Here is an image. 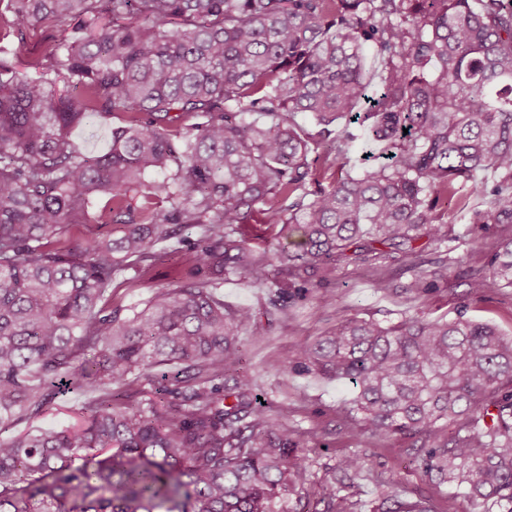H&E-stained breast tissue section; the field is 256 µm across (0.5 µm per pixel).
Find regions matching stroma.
<instances>
[{"label":"stroma","instance_id":"35a3bbf8","mask_svg":"<svg viewBox=\"0 0 512 512\" xmlns=\"http://www.w3.org/2000/svg\"><path fill=\"white\" fill-rule=\"evenodd\" d=\"M62 38L59 29L45 23L27 31L24 37L0 41V49L24 70L44 54L50 43ZM121 120L118 112L92 114L70 130L69 138L84 154L106 153L112 145V129ZM196 236V229L187 226L176 238L161 243L166 256L149 277L116 278L112 283L113 302L132 305L155 289L175 287L187 271L181 251ZM507 236H512V224H470L456 217L449 226L446 244L422 248L414 265L378 259L359 267L339 266L331 284L335 302L321 304L318 289H311L307 299L290 301L287 313L266 335L242 334V370L257 383L262 399L286 417L301 447L310 451L311 480L306 489L291 495V508L295 510L304 500L315 503L317 512H326L325 503L318 500L321 484L333 478L341 457L360 452L367 461L366 471L342 491V499L336 504L338 512H355L357 505L375 501L387 489L401 491L408 501H425L430 512H484L480 501L454 488L433 485L415 468L413 458L420 446L417 439L363 434L357 418L346 411L352 396L348 382L283 376L277 368L298 346L350 315L387 325L414 316L452 318L462 310L467 317L491 322L511 336L512 288L493 286L481 299L469 293L471 282L490 279L491 258L499 240ZM419 271L436 275L437 280L433 292L417 297L408 284Z\"/></svg>","mask_w":512,"mask_h":512}]
</instances>
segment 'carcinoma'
Instances as JSON below:
<instances>
[{
    "label": "carcinoma",
    "instance_id": "carcinoma-1",
    "mask_svg": "<svg viewBox=\"0 0 512 512\" xmlns=\"http://www.w3.org/2000/svg\"><path fill=\"white\" fill-rule=\"evenodd\" d=\"M45 22L71 31L44 56L54 78L0 57V512H289L309 456L239 370L256 313L216 290L264 289L270 323L342 263L444 244L450 211L512 224V0H8L0 41ZM96 112L124 119L88 156L67 131ZM97 194L112 202L97 224L123 235L77 242ZM252 223L274 243L251 246ZM191 224L187 280L113 304L116 275L148 277L154 245ZM491 277L470 294L512 287V239ZM281 372L347 381L363 433L419 438L435 485L512 512V337L492 324L345 316ZM147 373L133 408L125 387ZM81 389L79 423L33 426ZM364 468L340 458L323 498ZM370 512L430 510L388 491Z\"/></svg>",
    "mask_w": 512,
    "mask_h": 512
}]
</instances>
